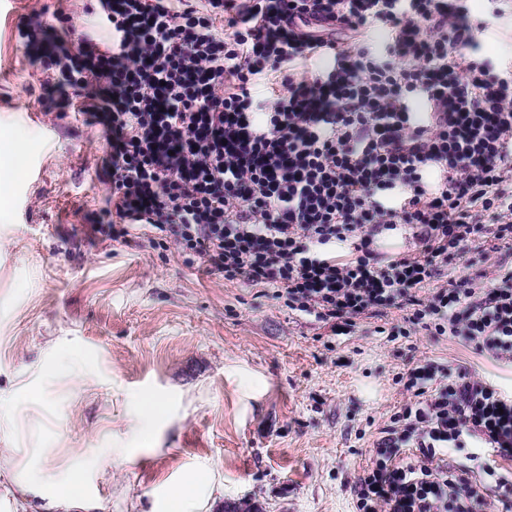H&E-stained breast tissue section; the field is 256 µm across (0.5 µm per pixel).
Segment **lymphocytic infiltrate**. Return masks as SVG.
<instances>
[{"label":"lymphocytic infiltrate","mask_w":512,"mask_h":512,"mask_svg":"<svg viewBox=\"0 0 512 512\" xmlns=\"http://www.w3.org/2000/svg\"><path fill=\"white\" fill-rule=\"evenodd\" d=\"M107 47H69L42 21L18 35L56 73L40 103L93 86L111 185L94 228L142 231L225 281L270 288L348 336L398 308L512 366V81L475 57V25L448 0H98ZM388 26L384 53L358 33ZM333 53L310 74L299 64ZM277 87L254 96L258 76ZM426 99L425 115L408 101ZM401 231L409 250L379 252ZM477 277L434 282L449 263ZM406 400L352 487L357 512H476L495 489L512 512V397L466 368L408 369ZM490 450L480 483L440 467L448 448ZM415 449L398 464V449Z\"/></svg>","instance_id":"lymphocytic-infiltrate-1"}]
</instances>
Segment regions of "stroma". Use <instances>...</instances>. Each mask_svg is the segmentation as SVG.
<instances>
[{"label": "stroma", "instance_id": "obj_1", "mask_svg": "<svg viewBox=\"0 0 512 512\" xmlns=\"http://www.w3.org/2000/svg\"><path fill=\"white\" fill-rule=\"evenodd\" d=\"M465 5L480 59L512 71V0L498 17L489 0ZM36 13L53 27L68 16L102 47L111 37L93 0H0V140L21 147L0 187V512H163L196 475V512H356L351 488L405 399L398 374L466 367L512 394V367L456 338L387 336L400 309L331 336L272 290L140 234L95 233L106 145L80 100L41 106L49 75L17 33ZM149 396L165 415L131 430ZM78 466L74 507L17 486Z\"/></svg>", "mask_w": 512, "mask_h": 512}]
</instances>
